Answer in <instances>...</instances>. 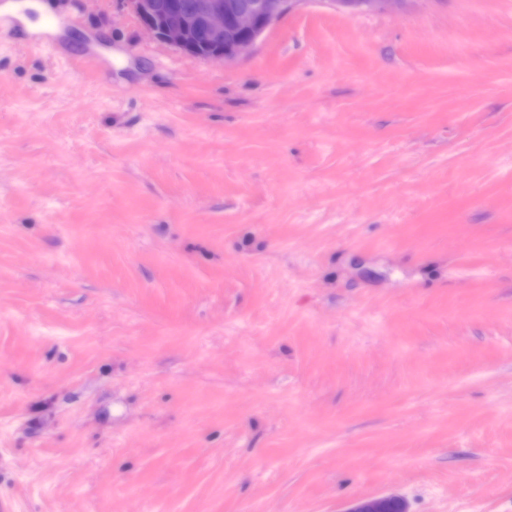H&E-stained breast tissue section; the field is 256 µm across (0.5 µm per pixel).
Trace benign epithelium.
Wrapping results in <instances>:
<instances>
[{"mask_svg": "<svg viewBox=\"0 0 512 512\" xmlns=\"http://www.w3.org/2000/svg\"><path fill=\"white\" fill-rule=\"evenodd\" d=\"M303 0H128L142 27L155 38L195 56L199 45L210 48L206 59L233 61L249 51L280 19ZM352 13H394L407 0H329ZM393 496L362 499L348 512H385Z\"/></svg>", "mask_w": 512, "mask_h": 512, "instance_id": "1", "label": "benign epithelium"}]
</instances>
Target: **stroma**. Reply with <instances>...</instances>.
Wrapping results in <instances>:
<instances>
[{"mask_svg": "<svg viewBox=\"0 0 512 512\" xmlns=\"http://www.w3.org/2000/svg\"><path fill=\"white\" fill-rule=\"evenodd\" d=\"M0 1V512H512V0ZM142 27L183 53L233 61L304 0H127ZM202 44L201 46H199ZM210 48V53H197ZM336 9L352 13H394L399 11L406 0H330ZM388 502L399 503L402 509L405 511V506L399 498L386 496L362 499L354 503L353 506L346 512H386L385 508ZM400 506L397 504H390L389 512H403L400 510Z\"/></svg>", "mask_w": 512, "mask_h": 512, "instance_id": "stroma-1", "label": "stroma"}]
</instances>
